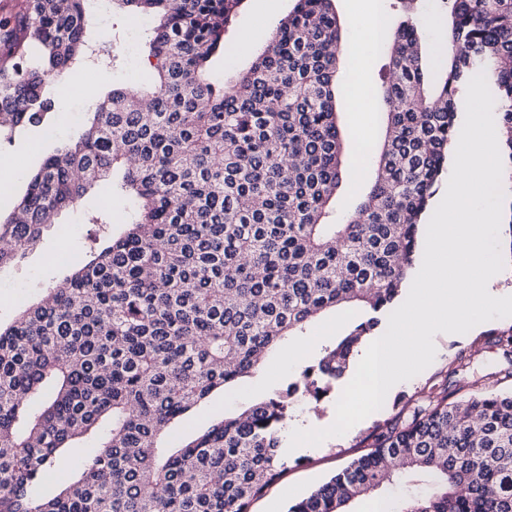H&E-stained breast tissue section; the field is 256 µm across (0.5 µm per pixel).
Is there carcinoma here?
Masks as SVG:
<instances>
[{
  "label": "carcinoma",
  "instance_id": "1",
  "mask_svg": "<svg viewBox=\"0 0 512 512\" xmlns=\"http://www.w3.org/2000/svg\"><path fill=\"white\" fill-rule=\"evenodd\" d=\"M89 2L24 0L0 19V132L47 124L55 79L83 65L93 42L108 43L88 33ZM242 2L111 0L153 18L143 35L150 82L99 98L0 217L1 268L118 171L116 189L136 203L123 235L0 327V512H249L288 469L295 403L331 392L401 294L458 103L480 71L512 192V0H443L448 54L435 73L422 0H395L402 20L385 26L378 49L384 135L341 220L335 0H295L249 69L217 84L207 66ZM345 306L365 317L299 378L165 450L175 420L260 374L271 352ZM85 438L97 449L71 456ZM62 465L70 480L41 496ZM401 469L433 487L398 512H512V393L428 397L288 512H350Z\"/></svg>",
  "mask_w": 512,
  "mask_h": 512
}]
</instances>
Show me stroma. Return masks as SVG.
I'll use <instances>...</instances> for the list:
<instances>
[{"instance_id": "1", "label": "stroma", "mask_w": 512, "mask_h": 512, "mask_svg": "<svg viewBox=\"0 0 512 512\" xmlns=\"http://www.w3.org/2000/svg\"><path fill=\"white\" fill-rule=\"evenodd\" d=\"M293 5L294 0H245L227 35L228 40L235 43L248 34L252 37L254 49L261 48L272 29ZM91 27L112 33V85H132L149 76L142 32L132 27L130 19L117 13L106 17L96 13L91 17ZM383 64L379 55H372L362 76L371 96L368 113L360 121L355 120L350 111L346 93L352 80L350 67L342 65L337 72L340 88L337 109L350 146L344 158L345 169H352L362 139L375 143L382 135L381 112L385 104L376 89L382 82ZM101 70L98 61L88 60L79 73L72 75L70 82L61 84L56 110L47 125L27 127L7 137L0 135V162L10 161L15 165L5 182V190L0 191L1 215L13 211L28 177L39 168L44 157L74 133L70 113L75 103L82 99L80 87L95 80ZM105 206L112 209L111 223H87L89 213ZM127 212V201L113 191L111 182L107 181L96 186L76 207L59 214L55 223L46 225L33 249L14 265L0 270V325L11 324L21 310L43 297L48 288L84 263L93 240L122 234L126 229ZM360 317L359 309L354 307L330 314L315 323L299 345V364H289L281 354L257 378L231 392H215L201 409L171 425L173 443L202 432L224 413L240 411L262 399L285 380L297 379L304 366L318 357L328 337L344 334ZM510 329L512 317H507L484 322L482 331L474 334H435L436 356L425 370L396 384L383 407L357 423L348 435L338 439L331 437L320 445L302 446L289 452L287 472L252 503L250 512H286L289 504L305 497L353 460L366 454L377 427L393 421L400 413L409 412L430 394L444 391L449 400L454 401L485 389L512 392V352L491 342L492 334ZM426 488L423 476L406 473L393 484L357 499L352 505V512H369L375 502L395 507L407 493L420 494Z\"/></svg>"}]
</instances>
